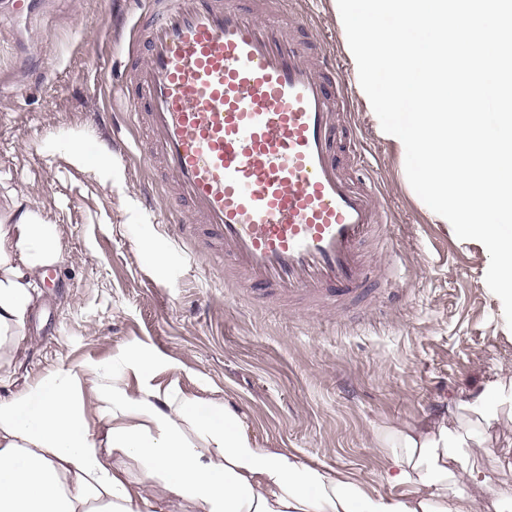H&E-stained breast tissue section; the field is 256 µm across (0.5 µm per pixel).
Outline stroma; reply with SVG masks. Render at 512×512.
<instances>
[{"label": "stroma", "mask_w": 512, "mask_h": 512, "mask_svg": "<svg viewBox=\"0 0 512 512\" xmlns=\"http://www.w3.org/2000/svg\"><path fill=\"white\" fill-rule=\"evenodd\" d=\"M18 18L0 7V212L46 210L61 256L17 348L0 349V399L49 373L88 365L123 381L125 359L157 363L147 384L199 398L244 417L262 448L285 450L386 495L390 449L374 429L447 415L512 368V329L485 282L489 258L475 240L437 224L408 189L395 146L364 103L355 124L376 160L375 178L393 217L403 266L365 311L289 312L257 295L219 286L220 271L174 239L143 191L160 171L144 159L99 64L120 73L127 0H33ZM318 32L348 70L332 0H308ZM80 133L90 155L112 150L124 190L89 181L58 152ZM163 264H153L152 253ZM477 464L489 485H512V424L486 431Z\"/></svg>", "instance_id": "1"}]
</instances>
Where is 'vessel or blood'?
Here are the masks:
<instances>
[{
    "label": "vessel or blood",
    "instance_id": "b4317fda",
    "mask_svg": "<svg viewBox=\"0 0 512 512\" xmlns=\"http://www.w3.org/2000/svg\"><path fill=\"white\" fill-rule=\"evenodd\" d=\"M121 87L166 223L228 288L346 313L395 274L389 211L335 58L298 0H144ZM375 245L383 265L369 258Z\"/></svg>",
    "mask_w": 512,
    "mask_h": 512
}]
</instances>
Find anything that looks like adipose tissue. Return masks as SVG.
Returning <instances> with one entry per match:
<instances>
[{
  "label": "adipose tissue",
  "instance_id": "obj_1",
  "mask_svg": "<svg viewBox=\"0 0 512 512\" xmlns=\"http://www.w3.org/2000/svg\"><path fill=\"white\" fill-rule=\"evenodd\" d=\"M63 157L88 177L123 188L112 175L108 152L89 159L81 139L61 147ZM60 254L56 225L36 206L0 214V340L19 344L38 291L35 275ZM126 367L144 382L139 394L101 381L98 366L82 374L59 371L15 397L0 400V512H150L151 502L102 462L89 436L86 414L73 398L79 379L97 383L98 410L112 421L113 447L135 456L148 479L191 500L199 512H499L511 488L484 499L475 456L483 430L512 406V374L487 383L447 419L376 429L375 442L390 449L386 481L406 488L388 498L363 484L305 463L295 454L261 448L245 420L198 398L173 399L148 384L151 362L139 356ZM199 437L191 442L186 428Z\"/></svg>",
  "mask_w": 512,
  "mask_h": 512
}]
</instances>
